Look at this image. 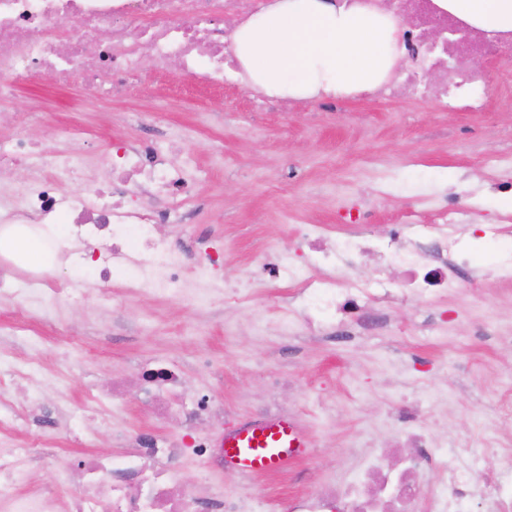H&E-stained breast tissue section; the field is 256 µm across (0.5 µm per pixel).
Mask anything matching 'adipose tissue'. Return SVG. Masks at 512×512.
<instances>
[{
  "mask_svg": "<svg viewBox=\"0 0 512 512\" xmlns=\"http://www.w3.org/2000/svg\"><path fill=\"white\" fill-rule=\"evenodd\" d=\"M443 7L490 32H512V0H441ZM399 24L369 5L335 0H267L236 25L232 51L249 88L285 101L345 97L380 86L397 64ZM66 239L67 227L48 224L27 237L0 228V254L26 255L38 267L45 235Z\"/></svg>",
  "mask_w": 512,
  "mask_h": 512,
  "instance_id": "ef3b65f1",
  "label": "adipose tissue"
}]
</instances>
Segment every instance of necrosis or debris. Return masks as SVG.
<instances>
[{
	"label": "necrosis or debris",
	"instance_id": "4bbe7bcc",
	"mask_svg": "<svg viewBox=\"0 0 512 512\" xmlns=\"http://www.w3.org/2000/svg\"><path fill=\"white\" fill-rule=\"evenodd\" d=\"M264 0H0V97L39 71L54 84L80 80L99 94L98 74L111 69L109 95H119L125 73L135 70L143 51L157 67L176 64L186 75L214 82L224 80V17L241 21L259 10ZM406 25L401 38L408 52L396 74L404 86L417 83L409 58L418 56L444 74L435 96L447 111L480 112L488 99L471 88V63L492 50H512V32L491 36L440 8L435 0H400ZM34 115L17 114L13 137L0 139V168L23 166L31 179L9 195L0 194L1 224H69L80 246L100 242L95 277L117 280L133 294L166 298L196 309L215 299L250 303L251 283L226 286L219 275V256L211 240H197L195 256L159 233L163 224L181 223L190 190L180 166L164 165L155 146L123 151L110 163L108 179L81 190L70 184L79 170L71 155L37 140L30 128ZM149 184L171 199L156 210L134 199V187ZM468 211L445 206L438 224H396L378 238L340 237L332 225L308 224L300 234L308 253L295 263L287 252L273 251L256 260L268 282L283 288L277 319L264 310L253 313L252 330L281 335L300 328H343L369 283L357 272V261L375 257L405 265L404 285L411 296L429 297L459 288L475 269L478 251L461 235ZM27 287H18L12 269L0 267V298H21L27 306L57 312L58 289L39 270L27 273ZM22 351L0 353V512H267L268 494L249 478L241 492L224 494L212 485L186 484L181 460L191 455L214 462L223 456L210 428L224 413L214 396L184 399L186 381L173 366L157 365L145 377L138 399L156 418L173 420L176 431L159 434L140 430L122 441L119 450L84 460L82 469L64 470L67 504L53 492L36 488L30 466L32 448L17 436L26 427L19 392L30 391L40 368L31 360L43 338L30 324L12 327ZM127 388L111 392L88 385L81 409L67 420L85 438L109 427V403L123 400ZM427 407L406 401L392 408L387 447L364 448L355 468L341 481H319L288 499V512H469L480 499L481 512H512V468L482 471L471 448L448 451L428 425ZM482 473V490L470 475Z\"/></svg>",
	"mask_w": 512,
	"mask_h": 512
}]
</instances>
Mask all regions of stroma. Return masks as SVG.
Here are the masks:
<instances>
[{
  "mask_svg": "<svg viewBox=\"0 0 512 512\" xmlns=\"http://www.w3.org/2000/svg\"><path fill=\"white\" fill-rule=\"evenodd\" d=\"M27 110L36 113L40 137L83 159L89 179L103 175L123 144L177 142L196 201L185 226L168 224L164 231L182 241L191 233L210 235L231 284L246 278L270 246L300 258L303 225L332 224L342 212L358 216L353 233L438 223L434 205L420 198L424 190L474 208L475 236L512 216L506 195L488 184L489 158L512 154V99L485 112H441L429 101L369 94L334 99L328 110L319 100L287 103L257 94L238 76L221 88L203 87L178 68L156 69L146 55L124 93L108 99L88 95L78 83L60 88L32 75L0 100V137L14 131L9 113ZM48 278L76 293L42 328L45 397L61 386L77 406L87 384L128 376L135 364L168 362L182 368L191 394L223 400L224 418L212 428L219 439L257 417L268 397L265 373L287 368L292 381L278 397L281 415L307 425L316 450L266 476L269 512H286L302 481L342 478L356 463L362 434L388 437L383 413L403 399H425L434 388L448 391L447 406L434 411L437 441L488 437L484 420L501 401L498 375L512 371V287L480 275L450 294L395 298L387 308L391 328L353 341L258 336L250 327L254 309L220 300L206 311L162 299L115 305L112 287L78 276L62 254ZM427 318L442 319L441 335H422ZM228 322L234 335L224 333ZM477 323L503 334V342L472 340ZM200 355L208 367L197 364ZM77 358L83 370L73 375L69 366ZM112 424L88 443L53 415L31 418L30 432L41 437L33 450L36 486L60 492L62 470L84 454L115 451L114 432L171 428L133 396L113 406Z\"/></svg>",
  "mask_w": 512,
  "mask_h": 512,
  "instance_id": "obj_1",
  "label": "stroma"
}]
</instances>
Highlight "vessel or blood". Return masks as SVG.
I'll list each match as a JSON object with an SVG mask.
<instances>
[{
  "label": "vessel or blood",
  "mask_w": 512,
  "mask_h": 512,
  "mask_svg": "<svg viewBox=\"0 0 512 512\" xmlns=\"http://www.w3.org/2000/svg\"><path fill=\"white\" fill-rule=\"evenodd\" d=\"M224 460L237 471L260 475L281 471L307 453L309 433L299 421L285 418L248 422L226 432Z\"/></svg>",
  "instance_id": "obj_1"
}]
</instances>
